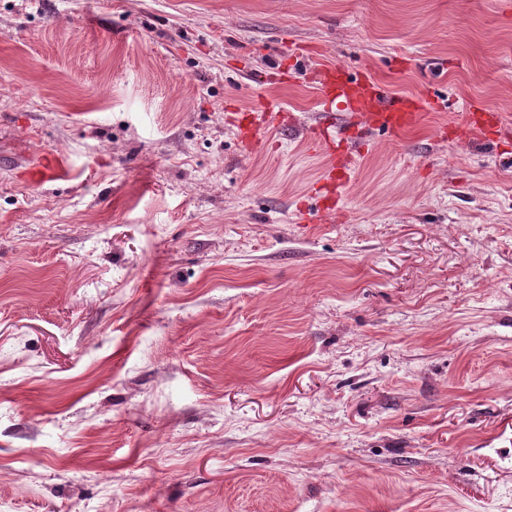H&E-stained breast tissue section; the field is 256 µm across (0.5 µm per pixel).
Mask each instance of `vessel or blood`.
Returning a JSON list of instances; mask_svg holds the SVG:
<instances>
[{"mask_svg": "<svg viewBox=\"0 0 512 512\" xmlns=\"http://www.w3.org/2000/svg\"><path fill=\"white\" fill-rule=\"evenodd\" d=\"M331 75V69L325 66L315 70L321 112L318 122L306 131L310 145L330 155L349 136L348 116L359 115L364 127L394 134L415 123L428 107L425 100L393 96L384 87L359 78L347 79L336 92L330 93L326 87Z\"/></svg>", "mask_w": 512, "mask_h": 512, "instance_id": "vessel-or-blood-1", "label": "vessel or blood"}]
</instances>
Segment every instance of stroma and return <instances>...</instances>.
<instances>
[{"mask_svg": "<svg viewBox=\"0 0 512 512\" xmlns=\"http://www.w3.org/2000/svg\"><path fill=\"white\" fill-rule=\"evenodd\" d=\"M317 64L433 105L339 221ZM510 420L512 0H0V512H512Z\"/></svg>", "mask_w": 512, "mask_h": 512, "instance_id": "1", "label": "stroma"}]
</instances>
